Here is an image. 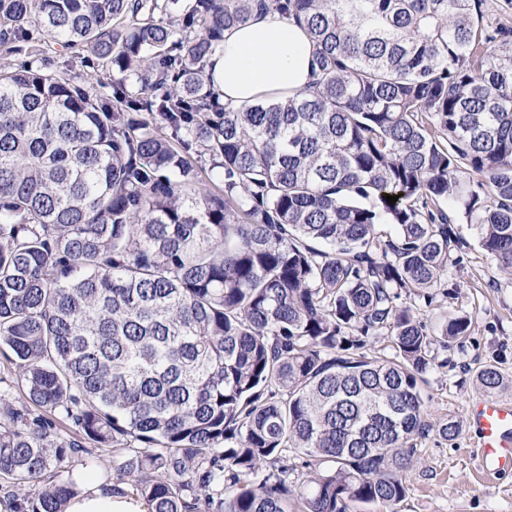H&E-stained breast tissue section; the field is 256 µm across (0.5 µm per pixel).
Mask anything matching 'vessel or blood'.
I'll list each match as a JSON object with an SVG mask.
<instances>
[{"label":"vessel or blood","mask_w":512,"mask_h":512,"mask_svg":"<svg viewBox=\"0 0 512 512\" xmlns=\"http://www.w3.org/2000/svg\"><path fill=\"white\" fill-rule=\"evenodd\" d=\"M471 416L479 430L481 471L493 477L512 469V402L480 399L474 404Z\"/></svg>","instance_id":"1"}]
</instances>
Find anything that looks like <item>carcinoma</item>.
<instances>
[{"label": "carcinoma", "instance_id": "cac0c4a2", "mask_svg": "<svg viewBox=\"0 0 512 512\" xmlns=\"http://www.w3.org/2000/svg\"><path fill=\"white\" fill-rule=\"evenodd\" d=\"M179 2L0 0L1 45L81 66L0 72V492L64 512L45 476L91 442L151 512H397L433 344L472 328L423 319L453 212L512 273V28L484 0ZM269 11L316 80L226 107L212 54ZM18 45L22 46L23 49L18 53H12L0 46V70H10L23 60L29 61L32 58L38 59L43 56L50 57L48 59L51 62L49 66L51 70H65L69 69L72 64L75 65L71 54L54 53V49L50 46V41L47 38L34 36V39L30 42H22Z\"/></svg>", "mask_w": 512, "mask_h": 512}]
</instances>
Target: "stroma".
<instances>
[{
	"label": "stroma",
	"instance_id": "stroma-1",
	"mask_svg": "<svg viewBox=\"0 0 512 512\" xmlns=\"http://www.w3.org/2000/svg\"><path fill=\"white\" fill-rule=\"evenodd\" d=\"M41 55L49 57L55 70L68 69L73 62L70 54L54 51L49 39L37 36L18 53L0 46V70ZM445 278L453 289L438 295L425 318L460 311L471 316L472 333L463 343L438 349L437 357L446 366L428 373L423 398L433 426L454 419L460 432L448 441L433 429L422 440L405 474L408 493L399 512H512V471L500 473L489 485L479 478L474 456L478 434L469 414L472 402L483 396L477 373L491 362L503 377L496 398L512 401V275L502 272L471 239L460 263L450 267Z\"/></svg>",
	"mask_w": 512,
	"mask_h": 512
}]
</instances>
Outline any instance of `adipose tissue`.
Wrapping results in <instances>:
<instances>
[{"label": "adipose tissue", "instance_id": "adipose-tissue-1", "mask_svg": "<svg viewBox=\"0 0 512 512\" xmlns=\"http://www.w3.org/2000/svg\"><path fill=\"white\" fill-rule=\"evenodd\" d=\"M212 62L213 82L230 107L287 97L312 81L307 36L288 16L273 11L254 15L245 26L225 33ZM67 512H149V507L133 492H113L91 475L85 491L69 501Z\"/></svg>", "mask_w": 512, "mask_h": 512}]
</instances>
